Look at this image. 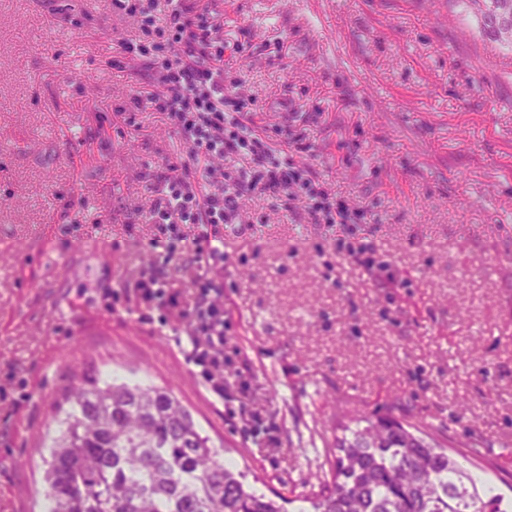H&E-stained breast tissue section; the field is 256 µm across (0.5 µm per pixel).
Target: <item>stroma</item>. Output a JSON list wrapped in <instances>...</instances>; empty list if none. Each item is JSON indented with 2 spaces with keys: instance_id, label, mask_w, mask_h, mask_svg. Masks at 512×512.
<instances>
[{
  "instance_id": "obj_1",
  "label": "stroma",
  "mask_w": 512,
  "mask_h": 512,
  "mask_svg": "<svg viewBox=\"0 0 512 512\" xmlns=\"http://www.w3.org/2000/svg\"><path fill=\"white\" fill-rule=\"evenodd\" d=\"M255 125L366 224L269 210L224 256V377L126 298L157 261L145 214L184 147L111 65L112 0H0V512H40L73 372L171 388L265 495L308 492L336 414L401 401L512 496V51L461 0H222ZM388 249L365 266L339 237ZM120 249L102 250L104 240ZM394 284L376 277L377 267Z\"/></svg>"
}]
</instances>
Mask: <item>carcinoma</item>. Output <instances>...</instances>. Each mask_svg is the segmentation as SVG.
<instances>
[{
    "instance_id": "carcinoma-1",
    "label": "carcinoma",
    "mask_w": 512,
    "mask_h": 512,
    "mask_svg": "<svg viewBox=\"0 0 512 512\" xmlns=\"http://www.w3.org/2000/svg\"><path fill=\"white\" fill-rule=\"evenodd\" d=\"M491 42L478 0H462ZM69 409L50 446L45 512H283L210 446L172 393L84 372L66 392ZM318 483L299 512H512V498L468 471L470 443L437 438L428 425L387 407L336 419Z\"/></svg>"
}]
</instances>
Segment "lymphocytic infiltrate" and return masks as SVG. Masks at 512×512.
I'll return each mask as SVG.
<instances>
[{
	"label": "lymphocytic infiltrate",
	"instance_id": "1",
	"mask_svg": "<svg viewBox=\"0 0 512 512\" xmlns=\"http://www.w3.org/2000/svg\"><path fill=\"white\" fill-rule=\"evenodd\" d=\"M137 20L138 41L120 40L111 65L126 71L138 65L156 86L149 102L165 113L172 132L188 148L186 160L173 163L161 178L148 212L158 233L149 251L175 259L185 275L176 288L164 265L133 282L137 306L163 310L164 324L183 328L195 363L202 367L210 393L223 396L224 284L215 272L224 265V228L265 223L260 214L244 215L245 199L267 198L287 212L303 201L312 224H345L352 215L336 205L319 174L300 164L291 139L284 150L254 126L253 98L238 92V79L224 58L216 11L197 0H113ZM193 225V234L182 225Z\"/></svg>",
	"mask_w": 512,
	"mask_h": 512
}]
</instances>
